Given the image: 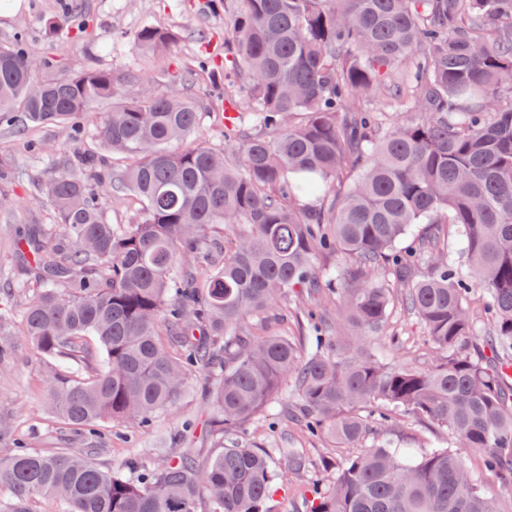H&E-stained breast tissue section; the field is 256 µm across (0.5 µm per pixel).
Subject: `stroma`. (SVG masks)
<instances>
[{
  "mask_svg": "<svg viewBox=\"0 0 512 512\" xmlns=\"http://www.w3.org/2000/svg\"><path fill=\"white\" fill-rule=\"evenodd\" d=\"M93 22L94 35L75 40L85 22ZM178 32L173 49L141 52L134 35L143 22ZM224 10L199 11L197 6L177 8L173 0H0V46L24 43L27 50L48 57L42 78L74 74L87 68L111 70L121 80L126 100L137 99L143 89L158 96L168 93V76L187 74L188 95L196 97L205 87L224 80L223 68L203 70L198 57L204 49L224 51ZM111 108L97 105L72 124L33 127L23 132L0 127V199L11 200L9 213L0 214V311L10 317L11 353L0 364V458L8 457L16 444L32 452H72L93 447L92 457L104 470L126 476L139 466L162 465L165 457L188 454L206 461L221 451L223 435L215 427L216 413L211 395L205 391V375H189L178 400L155 414L149 427L133 431L122 423L100 425L101 439L88 440L73 426L47 409V381L55 375L73 373L87 379L97 370L98 348L88 341L81 362L63 366L39 355L22 334L25 308L35 285L28 257L17 241L33 230L44 233L45 245H53L48 230L54 222L50 202L43 194L45 183L59 173L76 168L80 155L92 153L113 171L135 166L140 155L113 152L98 138V127ZM46 146L33 154L32 143ZM314 305L323 320L336 317V309L325 294L302 296L299 302L277 307L267 314L247 317L252 335L285 336L304 346L312 333L302 316L303 307ZM389 336L382 342L391 363L424 368L433 354L416 320L393 310ZM295 400L282 393L245 427L249 442L267 450L276 468L288 467L286 449L302 450L309 465L298 476H289L282 490L266 503L267 512H304L303 506L315 483H326L335 472L324 465L335 456L336 446L326 437H311L294 415ZM445 431L414 419H402L384 432L370 434L368 443L391 441L404 448H426L446 440Z\"/></svg>",
  "mask_w": 512,
  "mask_h": 512,
  "instance_id": "35a3bbf8",
  "label": "stroma"
}]
</instances>
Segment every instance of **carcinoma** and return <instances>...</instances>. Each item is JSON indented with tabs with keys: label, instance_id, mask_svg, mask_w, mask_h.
<instances>
[{
	"label": "carcinoma",
	"instance_id": "cac0c4a2",
	"mask_svg": "<svg viewBox=\"0 0 512 512\" xmlns=\"http://www.w3.org/2000/svg\"><path fill=\"white\" fill-rule=\"evenodd\" d=\"M237 2L224 15V85L210 90L224 98L233 164L186 144L201 100L122 101L110 71L40 79L46 61L0 47V124H65L110 100L101 139L142 155L120 173L88 161L86 175L56 176L45 186L55 247L21 239L39 280L23 324L34 348L72 361L92 336L102 350L93 378L48 383L49 409L92 434L105 420L142 427L205 369L228 438L207 462L171 457L135 478L86 453L19 450L0 459V512H31L35 495L68 512H196L203 490L212 512H265L284 473L240 433L287 385L310 434L346 447L400 417L448 432L425 450L337 457L307 512H503L463 450L512 490V0ZM177 41L153 24L135 38L142 50ZM374 90L386 92L379 110ZM106 178L113 197L142 202L121 231L103 217ZM215 224L238 228L229 248L208 239ZM417 224L430 229L404 259L398 244ZM326 251L327 335L306 351L250 336L245 317L315 287ZM395 306L423 327L429 367L390 365L373 345Z\"/></svg>",
	"mask_w": 512,
	"mask_h": 512
}]
</instances>
